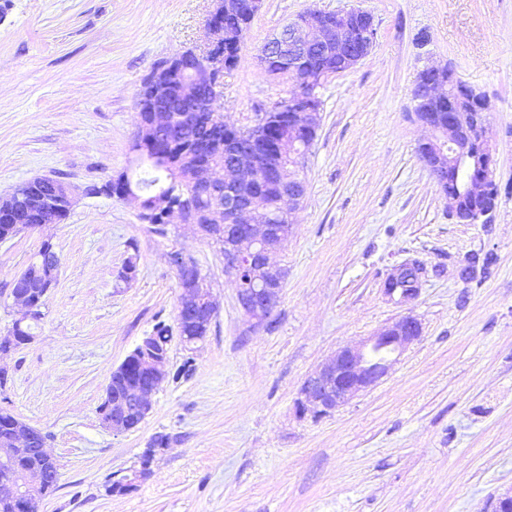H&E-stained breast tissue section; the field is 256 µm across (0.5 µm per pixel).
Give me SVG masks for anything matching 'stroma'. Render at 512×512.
<instances>
[{"instance_id":"35a3bbf8","label":"stroma","mask_w":512,"mask_h":512,"mask_svg":"<svg viewBox=\"0 0 512 512\" xmlns=\"http://www.w3.org/2000/svg\"><path fill=\"white\" fill-rule=\"evenodd\" d=\"M213 0H8L0 16V197L37 178L78 187L129 168L143 78L205 38ZM311 8H361L371 52L322 88L306 191L275 259L288 274L273 327H250L218 246L136 205L80 197L67 219L0 242V336L24 317L15 276L51 240L58 282L34 342L0 353V407L46 434L58 487L41 512H488L512 492V0H261L224 74L225 122L253 125L295 80L260 66L264 44ZM451 67L490 101L500 204L459 224L417 154L428 132L411 89L424 64ZM198 266L217 306L207 336L180 335L168 254ZM490 253L467 283L458 262ZM136 258L131 282L119 273ZM419 261V296L384 280ZM412 312L419 339L377 385L330 415L299 417L304 380L337 349ZM168 376L150 415L116 434L98 411L113 370L156 324ZM159 434L170 443L146 451ZM148 466L133 489L110 481Z\"/></svg>"}]
</instances>
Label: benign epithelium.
<instances>
[{
	"label": "benign epithelium",
	"instance_id": "7a95c632",
	"mask_svg": "<svg viewBox=\"0 0 512 512\" xmlns=\"http://www.w3.org/2000/svg\"><path fill=\"white\" fill-rule=\"evenodd\" d=\"M258 0H214L213 9L224 10L239 19L256 11ZM373 17L362 9L346 12L310 10L285 25L270 38L261 52L262 63L274 59L282 65L283 73L293 75L299 66L317 56L346 54L350 65H356L368 55L375 42ZM180 71L176 95L168 96L169 78L165 71L156 73L146 99L148 107L138 105L143 121L138 137L163 138L176 132H188L201 126L222 132L221 140L194 139L190 156L195 158L192 185L195 194L209 200L214 207L228 214L229 224H201L199 214L182 210L175 205L165 208L164 222L174 215L181 223L190 224L197 232L218 245L224 255V273L237 284V300L244 315L253 326H265L273 319L281 300L287 270L272 261L282 241L287 238L278 227L255 219V202L250 191L262 189L269 179L281 197L288 201L291 212L304 196L305 183L298 177L282 175L284 156L273 153L257 165L260 157V130L253 124L233 128L216 117L213 102L201 93L206 80L214 89L224 86V31L212 18H207L203 44L174 57ZM331 76L324 70L305 74L306 89L290 99L296 126L306 130L320 124L322 103L319 89ZM414 116L418 123L431 131V137L419 142L422 161L436 177L439 185L448 184V215L459 223L465 201H472L476 220L481 224L493 222L499 206L496 161L489 139L488 112L490 103L476 87L457 78L451 69L426 66L416 77L411 90ZM224 153V163L215 165L209 155L213 148ZM30 200L22 203L18 191L0 197V218L27 229L32 216L39 211L60 208L70 212L75 193L65 182L50 178H34ZM181 294L178 300V324L197 322L208 324L215 306L210 287L193 261L179 251L170 252ZM59 262L44 270L34 267L18 274L14 283L29 277L48 276L46 289L57 284ZM483 271L480 256H466L460 276L470 280ZM423 266L416 261L404 262L392 269L384 282V294L400 304L415 300L422 288ZM421 322L407 314L389 327L357 344L347 345L308 376L300 390L297 411L318 418L347 404L360 392L382 380L397 358L421 335ZM167 353L156 352L149 360L152 375L131 385L126 397L111 402L112 410L101 417L104 427L117 432L126 431L123 418L128 413L145 420L151 411V396L165 377ZM49 477L38 468L24 470L15 477L0 480V490L16 505L17 512H27L29 505L40 496Z\"/></svg>",
	"mask_w": 512,
	"mask_h": 512
}]
</instances>
